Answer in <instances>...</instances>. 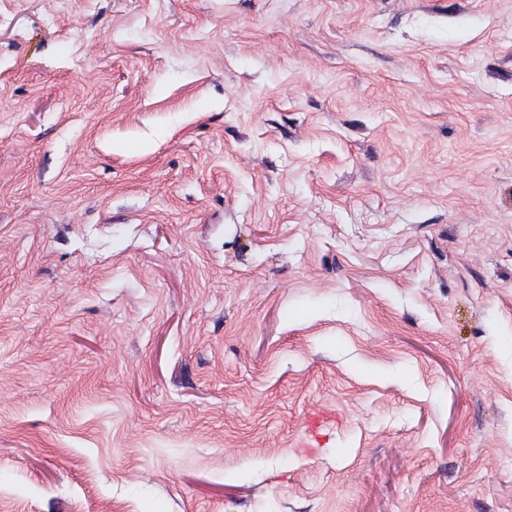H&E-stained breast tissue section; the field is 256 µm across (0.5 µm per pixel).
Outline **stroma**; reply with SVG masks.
I'll return each instance as SVG.
<instances>
[{"label":"stroma","instance_id":"obj_1","mask_svg":"<svg viewBox=\"0 0 512 512\" xmlns=\"http://www.w3.org/2000/svg\"><path fill=\"white\" fill-rule=\"evenodd\" d=\"M0 512H512V0H0Z\"/></svg>","mask_w":512,"mask_h":512}]
</instances>
